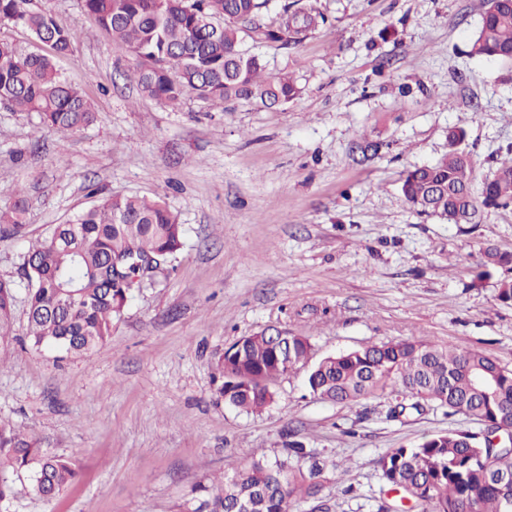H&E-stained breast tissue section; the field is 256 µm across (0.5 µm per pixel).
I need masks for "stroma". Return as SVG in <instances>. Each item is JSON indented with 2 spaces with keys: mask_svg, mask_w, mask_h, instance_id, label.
Returning <instances> with one entry per match:
<instances>
[{
  "mask_svg": "<svg viewBox=\"0 0 512 512\" xmlns=\"http://www.w3.org/2000/svg\"><path fill=\"white\" fill-rule=\"evenodd\" d=\"M79 39L57 67L96 119L64 137L36 113L0 107V211L28 200L30 237L104 195L162 197L185 228L172 265L135 292L111 338L56 357L26 338L23 240H0V278L15 281L11 340L0 346V421L26 429L79 468L52 502L22 492L0 512H179L234 463L280 454L284 432L335 462L328 512H402L376 468L400 446L483 424L435 407L397 419L392 394L333 404L305 368L257 413L224 403L216 361L240 337L285 329L314 357L419 339L481 351L512 370V207L449 224L410 208L402 174L464 131L474 178L512 158V65L471 56L483 0H317L327 22L287 50L260 47L292 72L299 96L277 109L179 108L142 95L131 58L81 0H34Z\"/></svg>",
  "mask_w": 512,
  "mask_h": 512,
  "instance_id": "stroma-1",
  "label": "stroma"
}]
</instances>
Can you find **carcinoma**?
I'll use <instances>...</instances> for the list:
<instances>
[{
  "label": "carcinoma",
  "mask_w": 512,
  "mask_h": 512,
  "mask_svg": "<svg viewBox=\"0 0 512 512\" xmlns=\"http://www.w3.org/2000/svg\"><path fill=\"white\" fill-rule=\"evenodd\" d=\"M112 39L134 57L132 73L141 93L168 106L193 95L210 106L248 103L273 108L297 98L287 72L268 70L255 47L298 45L325 22L316 0H291L268 20L269 0H82ZM32 0H0V20L28 30L48 53L24 50L0 39V106L36 112L41 123L63 135L95 119L92 102L68 84L55 58L73 53L77 33L59 27ZM470 37L473 56L512 63V0H484ZM287 31L289 39L281 36ZM463 134L448 133V153L405 173L401 193L421 212L449 224L460 214L477 223L484 209L512 205V160L499 164L474 187ZM27 200L17 197L0 213V240L27 235ZM185 229L161 198L109 195L29 245L23 264L28 282V332L39 351L83 355L104 344L121 320L133 292L138 263L171 262L184 245ZM482 266H512V251L487 247ZM16 286L0 279V344L10 335ZM262 331L224 350L217 393L224 402L258 411L275 400L273 386L297 366H309L306 384L334 403H355L386 390L396 395L393 418L427 406L482 422L479 438L453 430L417 446L392 448L377 460L387 491L422 512H512V449L493 438L512 436V371L481 351L437 347L419 340L374 343L311 361L306 336ZM329 462L300 440L285 441L274 461L236 463L214 486L199 485L182 512H293L292 504L322 493ZM10 470L28 474L24 490L51 502L76 478L71 460L50 452L20 428L0 422V503L17 494Z\"/></svg>",
  "instance_id": "carcinoma-1"
}]
</instances>
